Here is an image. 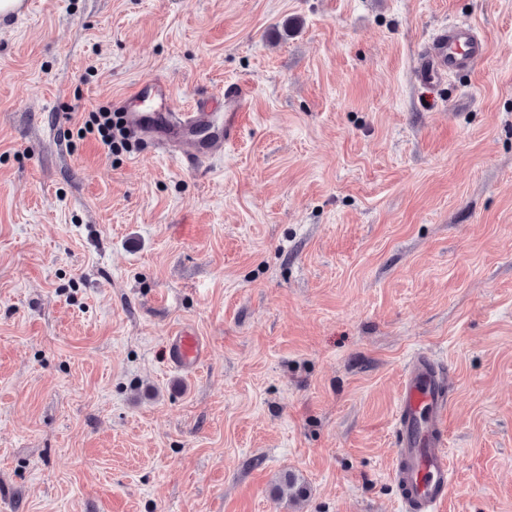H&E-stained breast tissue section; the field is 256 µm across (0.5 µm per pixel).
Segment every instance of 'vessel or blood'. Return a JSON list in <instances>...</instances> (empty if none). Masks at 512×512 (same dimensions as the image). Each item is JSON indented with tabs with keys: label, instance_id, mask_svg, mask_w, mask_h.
<instances>
[{
	"label": "vessel or blood",
	"instance_id": "b4317fda",
	"mask_svg": "<svg viewBox=\"0 0 512 512\" xmlns=\"http://www.w3.org/2000/svg\"><path fill=\"white\" fill-rule=\"evenodd\" d=\"M486 53L487 45L475 28L445 24L427 43L417 79L433 86L448 73L471 68ZM220 96L224 110L214 113L209 98L198 95L191 103H181L167 79L156 77L133 85L116 100L115 108L129 132L199 169L235 139L250 109L251 91L245 84L227 85ZM165 355L174 368L189 374L204 359L205 349L184 329L168 337ZM447 414L444 369L431 354L415 353L405 365L397 408L393 478L401 489L404 512H438L448 496Z\"/></svg>",
	"mask_w": 512,
	"mask_h": 512
}]
</instances>
